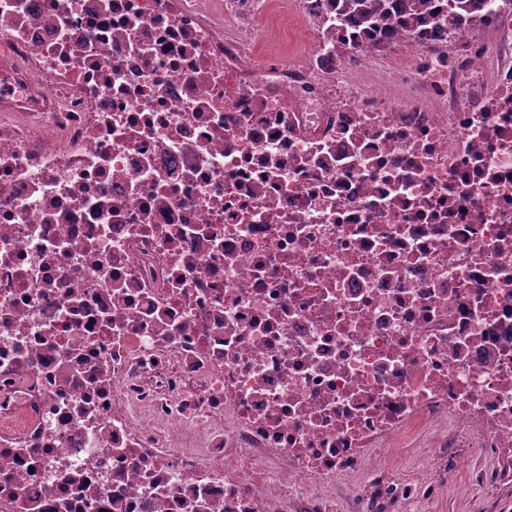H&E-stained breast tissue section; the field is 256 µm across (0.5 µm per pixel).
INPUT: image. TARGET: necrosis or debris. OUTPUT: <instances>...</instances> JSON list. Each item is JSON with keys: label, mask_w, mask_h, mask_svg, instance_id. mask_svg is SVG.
Wrapping results in <instances>:
<instances>
[{"label": "necrosis or debris", "mask_w": 512, "mask_h": 512, "mask_svg": "<svg viewBox=\"0 0 512 512\" xmlns=\"http://www.w3.org/2000/svg\"><path fill=\"white\" fill-rule=\"evenodd\" d=\"M0 0V512H336L512 474V0ZM387 1V2H386ZM420 0H329L336 8V15L359 24L363 29L374 31L375 16L386 9L396 10L406 17V22L416 26L421 23L418 12ZM276 26L281 29L284 34L283 42H269L263 46V51L267 54L288 55V35L292 41L305 43L308 35L297 28L296 23L287 14H279L276 20ZM363 476L343 477L336 482V512H357L364 507L360 496Z\"/></svg>", "instance_id": "obj_1"}]
</instances>
